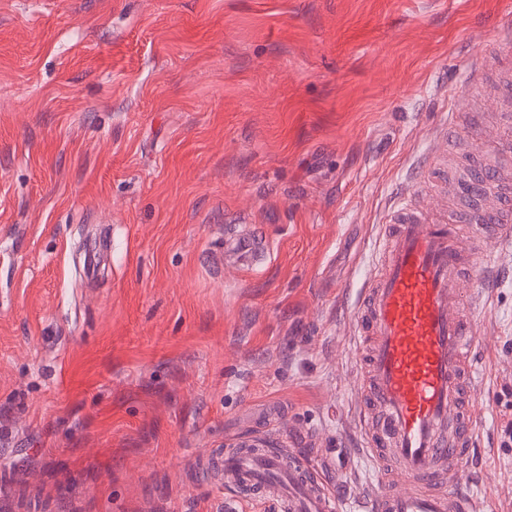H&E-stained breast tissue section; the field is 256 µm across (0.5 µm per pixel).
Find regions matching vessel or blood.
Segmentation results:
<instances>
[{
    "instance_id": "1",
    "label": "vessel or blood",
    "mask_w": 512,
    "mask_h": 512,
    "mask_svg": "<svg viewBox=\"0 0 512 512\" xmlns=\"http://www.w3.org/2000/svg\"><path fill=\"white\" fill-rule=\"evenodd\" d=\"M509 49L496 76L485 61L470 58L468 84L495 100V127L479 133L495 148L512 151V102L497 80L512 77V15L499 27ZM471 112L450 102L447 121L427 130L422 166L394 192L355 306L356 334L369 341L355 348L366 370L360 383L359 437L377 470V481L353 496L339 485L327 460L288 453L261 443L224 451V487L233 497L273 501L277 512H480L469 485L467 460L476 439L472 408L486 366L478 351L476 311L496 281L490 242L512 241V176L473 166L464 182L463 214H435L427 202L451 178L438 158ZM472 224L480 243L462 248L457 224ZM230 252L253 264L264 255L261 237L234 239ZM478 276V288H460Z\"/></svg>"
}]
</instances>
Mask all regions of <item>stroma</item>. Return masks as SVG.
Here are the masks:
<instances>
[{"instance_id": "stroma-1", "label": "stroma", "mask_w": 512, "mask_h": 512, "mask_svg": "<svg viewBox=\"0 0 512 512\" xmlns=\"http://www.w3.org/2000/svg\"><path fill=\"white\" fill-rule=\"evenodd\" d=\"M505 0H0V512H226L241 439L362 460L352 311ZM262 232L258 268L224 263ZM471 470L512 512V243Z\"/></svg>"}]
</instances>
